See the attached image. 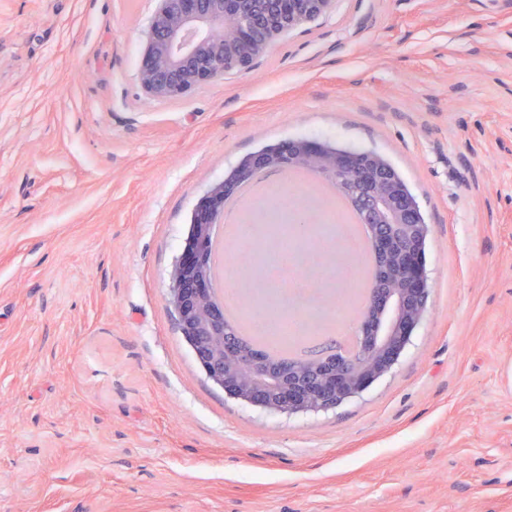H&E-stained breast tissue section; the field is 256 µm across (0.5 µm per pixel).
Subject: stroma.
I'll list each match as a JSON object with an SVG mask.
<instances>
[{"mask_svg": "<svg viewBox=\"0 0 512 512\" xmlns=\"http://www.w3.org/2000/svg\"><path fill=\"white\" fill-rule=\"evenodd\" d=\"M154 0H0V512H512V0H336L248 73L138 83ZM306 138L388 160L428 312L317 413L227 397L167 301L196 203Z\"/></svg>", "mask_w": 512, "mask_h": 512, "instance_id": "obj_1", "label": "stroma"}]
</instances>
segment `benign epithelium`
Segmentation results:
<instances>
[{"label": "benign epithelium", "mask_w": 512, "mask_h": 512, "mask_svg": "<svg viewBox=\"0 0 512 512\" xmlns=\"http://www.w3.org/2000/svg\"><path fill=\"white\" fill-rule=\"evenodd\" d=\"M138 70L147 98L182 99L227 76L249 72L289 32L324 17L336 0H155ZM305 167L331 177L359 204L372 229L376 275L361 312L359 351L318 350L308 360H272L231 330L216 307L202 251L224 202L264 170ZM419 205L381 156L338 153L320 142L289 139L240 166L236 181L213 184L198 200L185 253L171 272L168 302L181 335L206 376L228 397L266 412L293 416L329 410L389 374L427 308L428 237Z\"/></svg>", "instance_id": "benign-epithelium-1"}]
</instances>
